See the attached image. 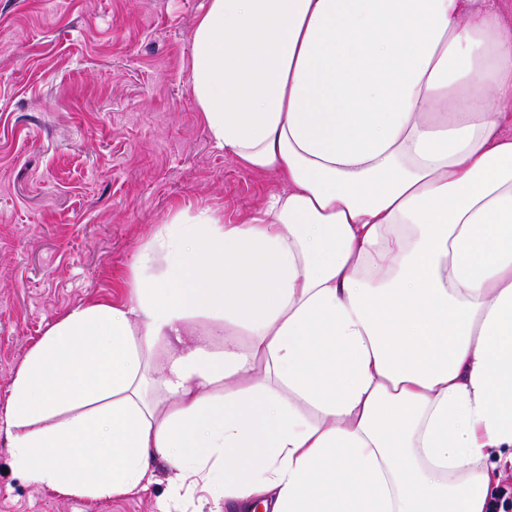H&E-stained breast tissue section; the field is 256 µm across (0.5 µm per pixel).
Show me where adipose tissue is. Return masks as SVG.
<instances>
[{"label":"adipose tissue","instance_id":"adipose-tissue-1","mask_svg":"<svg viewBox=\"0 0 512 512\" xmlns=\"http://www.w3.org/2000/svg\"><path fill=\"white\" fill-rule=\"evenodd\" d=\"M210 139L284 184L158 225L28 350L14 465L212 512H489L512 468V0H207Z\"/></svg>","mask_w":512,"mask_h":512}]
</instances>
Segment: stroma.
Returning <instances> with one entry per match:
<instances>
[{"mask_svg":"<svg viewBox=\"0 0 512 512\" xmlns=\"http://www.w3.org/2000/svg\"><path fill=\"white\" fill-rule=\"evenodd\" d=\"M206 0H0V408L32 344L70 308L115 299L170 212L239 222L280 180L215 146L191 94ZM174 470L109 501L62 496L13 469L0 512H209L172 498Z\"/></svg>","mask_w":512,"mask_h":512,"instance_id":"obj_1","label":"stroma"}]
</instances>
